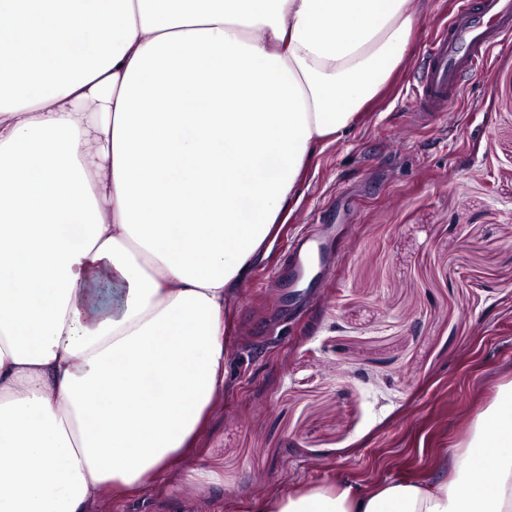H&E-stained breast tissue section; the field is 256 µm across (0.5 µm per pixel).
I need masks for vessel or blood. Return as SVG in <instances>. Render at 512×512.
<instances>
[{
    "label": "vessel or blood",
    "mask_w": 512,
    "mask_h": 512,
    "mask_svg": "<svg viewBox=\"0 0 512 512\" xmlns=\"http://www.w3.org/2000/svg\"><path fill=\"white\" fill-rule=\"evenodd\" d=\"M511 36L512 0H457L447 27L426 50L421 77L413 91L411 118L419 122L444 118L461 97L462 76L486 64L500 42ZM332 260V251L316 231L291 245L287 265L274 278L293 285L309 263L326 267Z\"/></svg>",
    "instance_id": "obj_1"
}]
</instances>
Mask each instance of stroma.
<instances>
[{
    "label": "stroma",
    "instance_id": "35a3bbf8",
    "mask_svg": "<svg viewBox=\"0 0 512 512\" xmlns=\"http://www.w3.org/2000/svg\"><path fill=\"white\" fill-rule=\"evenodd\" d=\"M455 0H430L404 66L310 160L230 330L229 387L147 491L91 512H262L271 495L437 480L512 380V40L447 119L411 125L408 91ZM331 210L337 263L283 308L268 273Z\"/></svg>",
    "mask_w": 512,
    "mask_h": 512
}]
</instances>
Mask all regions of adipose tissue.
<instances>
[{
    "mask_svg": "<svg viewBox=\"0 0 512 512\" xmlns=\"http://www.w3.org/2000/svg\"><path fill=\"white\" fill-rule=\"evenodd\" d=\"M0 14V512H89L147 489L201 432L239 287L316 148L402 66L421 11L0 0ZM266 512H512V383L434 483L313 487Z\"/></svg>",
    "mask_w": 512,
    "mask_h": 512,
    "instance_id": "obj_1",
    "label": "adipose tissue"
}]
</instances>
